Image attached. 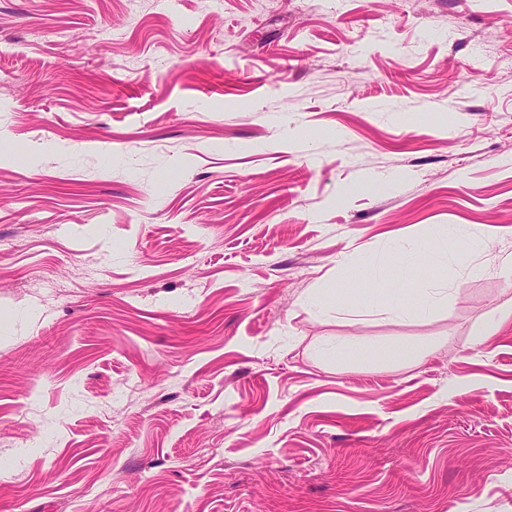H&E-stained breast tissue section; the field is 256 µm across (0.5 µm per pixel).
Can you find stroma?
Here are the masks:
<instances>
[{
	"label": "stroma",
	"mask_w": 512,
	"mask_h": 512,
	"mask_svg": "<svg viewBox=\"0 0 512 512\" xmlns=\"http://www.w3.org/2000/svg\"><path fill=\"white\" fill-rule=\"evenodd\" d=\"M0 240V512H512V0H0Z\"/></svg>",
	"instance_id": "stroma-1"
}]
</instances>
